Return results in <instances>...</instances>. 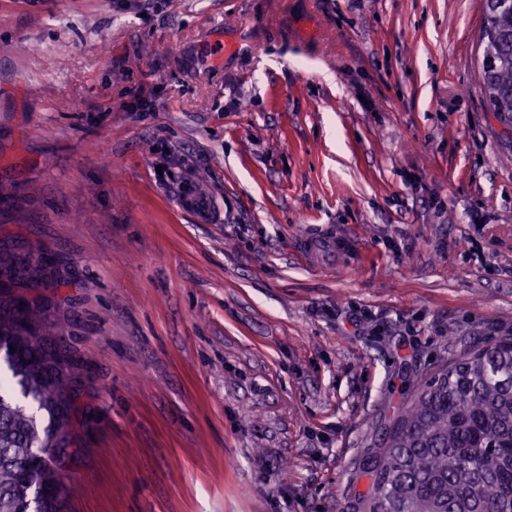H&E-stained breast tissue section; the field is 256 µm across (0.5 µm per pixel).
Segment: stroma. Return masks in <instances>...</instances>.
<instances>
[{
	"mask_svg": "<svg viewBox=\"0 0 512 512\" xmlns=\"http://www.w3.org/2000/svg\"><path fill=\"white\" fill-rule=\"evenodd\" d=\"M483 16L0 0V248L58 258L35 296L89 413L68 512H368L363 467L417 387L512 338Z\"/></svg>",
	"mask_w": 512,
	"mask_h": 512,
	"instance_id": "1",
	"label": "stroma"
}]
</instances>
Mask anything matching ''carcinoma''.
<instances>
[{
	"instance_id": "cac0c4a2",
	"label": "carcinoma",
	"mask_w": 512,
	"mask_h": 512,
	"mask_svg": "<svg viewBox=\"0 0 512 512\" xmlns=\"http://www.w3.org/2000/svg\"><path fill=\"white\" fill-rule=\"evenodd\" d=\"M482 78L512 121V11L486 17ZM46 251L0 250V512H65L77 378L30 297L57 281ZM372 512H512V339L477 346L424 382L366 463Z\"/></svg>"
}]
</instances>
